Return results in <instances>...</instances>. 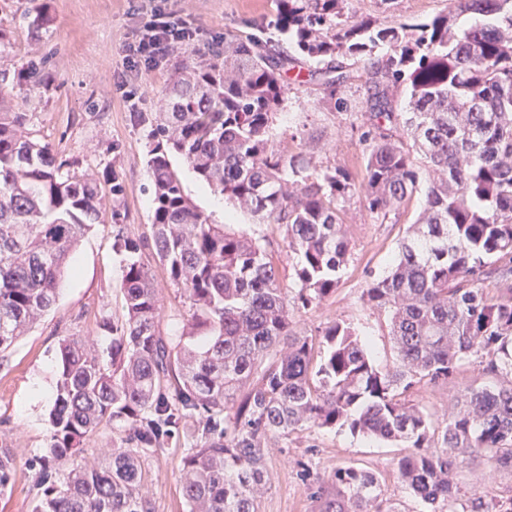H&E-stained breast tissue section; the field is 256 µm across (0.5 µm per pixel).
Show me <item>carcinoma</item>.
<instances>
[{"label": "carcinoma", "instance_id": "cac0c4a2", "mask_svg": "<svg viewBox=\"0 0 512 512\" xmlns=\"http://www.w3.org/2000/svg\"><path fill=\"white\" fill-rule=\"evenodd\" d=\"M278 3L272 27L295 54L277 50L264 27L226 32L224 43L180 64L165 90L168 111L133 113L150 127L148 238L190 303L191 328L158 329L159 300L139 259L148 238L129 234L112 211L124 315L110 325L107 362L81 336L59 343L32 512H152L140 457L180 437L189 512H257L268 436L336 426L408 448L399 477L430 512H512V494L465 496L456 483L457 462L475 455L512 470V384L468 387L442 418L407 399L473 357L483 373L512 377V0H448L446 11L412 24L358 19L351 0ZM464 16L476 22L457 27ZM348 57L363 63L368 84L361 180L343 167L312 174L272 145L284 74L315 62L307 82L334 97L355 79ZM402 85L409 102L398 112L392 91ZM24 120L0 107V353L55 304L73 250L104 223L99 183L22 136ZM174 154L257 223L284 232L298 255L294 290L283 287L268 238L226 231L189 201ZM421 186L416 224L363 292L389 315L393 364H376L343 321L296 334L293 312L333 294L349 259L347 198L360 194L378 219ZM108 425L119 435L112 450L82 461L86 440ZM12 472L1 445V495ZM305 477L319 512H396L370 471Z\"/></svg>", "mask_w": 512, "mask_h": 512}]
</instances>
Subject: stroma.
Instances as JSON below:
<instances>
[{
	"label": "stroma",
	"instance_id": "35a3bbf8",
	"mask_svg": "<svg viewBox=\"0 0 512 512\" xmlns=\"http://www.w3.org/2000/svg\"><path fill=\"white\" fill-rule=\"evenodd\" d=\"M162 6L188 22L195 33L173 57L151 67L132 61L127 45L139 31L146 11ZM448 0H353L357 14L410 23L423 22L446 9ZM45 23L33 27L35 14ZM275 0H0V89L14 112L26 115L25 135L48 144L77 173L97 176L117 173L125 185L121 198L103 192L104 213L120 211L131 235L149 232L153 177L147 165L146 127L132 119L136 112L160 111L165 89L177 60L207 51L223 40L225 31L241 35L275 18ZM42 81L31 86V69ZM345 109L334 107L317 86L286 80L284 101L274 119V146L281 153L303 157L310 170L342 166L355 174L365 171L366 145L360 139V113L367 97L363 80L341 89ZM186 196L216 224L231 230L267 236L283 249L276 227L255 223L252 216L215 193L187 166L171 158ZM420 197H412L376 222L360 196L343 206L342 231L351 257L340 273L336 291L322 305L296 313L294 328L310 333L320 324L343 320L368 334L378 364L393 361L388 316L364 303L369 282L388 270L397 246L420 213ZM142 262L153 275L160 304L159 327L178 336L187 328L188 303L175 288L152 248H143ZM122 257L112 249V225H95L78 243L70 268L59 284L54 307L26 331L0 359V444L13 448L14 475L0 512H31L36 461L49 433L48 415L58 377V347L67 336L93 339L106 352L112 336L106 322L123 316L120 288ZM496 380L476 363L463 365L448 382L421 385L410 397L436 415L468 386H492ZM403 446L351 433L348 428H311L266 443V486L259 512H318L301 478L302 470L326 475L342 466L372 471L383 499L399 512H425L405 489L395 463ZM183 444L170 445L142 458L143 494L154 512H188L182 495ZM462 494L487 496L512 490V472L489 457L464 463L457 472Z\"/></svg>",
	"mask_w": 512,
	"mask_h": 512
}]
</instances>
